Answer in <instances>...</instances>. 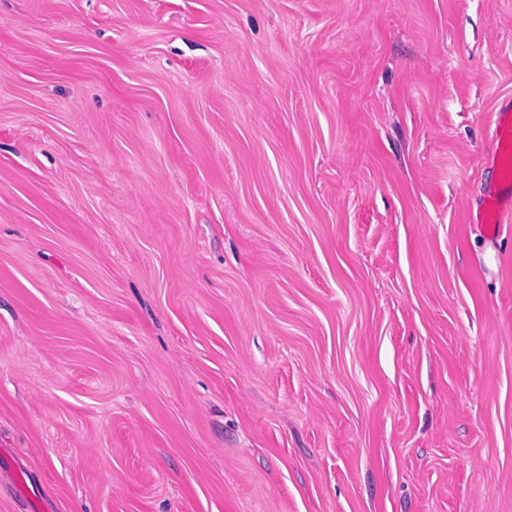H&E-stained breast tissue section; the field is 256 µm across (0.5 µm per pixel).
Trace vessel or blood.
I'll use <instances>...</instances> for the list:
<instances>
[{"mask_svg":"<svg viewBox=\"0 0 512 512\" xmlns=\"http://www.w3.org/2000/svg\"><path fill=\"white\" fill-rule=\"evenodd\" d=\"M495 150L490 166L498 176V185L489 191L481 208L473 216V223L481 225L492 236L498 235L503 225L512 222V102L501 103L493 127Z\"/></svg>","mask_w":512,"mask_h":512,"instance_id":"vessel-or-blood-1","label":"vessel or blood"}]
</instances>
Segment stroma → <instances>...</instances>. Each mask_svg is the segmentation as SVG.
Segmentation results:
<instances>
[{
    "instance_id": "1",
    "label": "stroma",
    "mask_w": 512,
    "mask_h": 512,
    "mask_svg": "<svg viewBox=\"0 0 512 512\" xmlns=\"http://www.w3.org/2000/svg\"><path fill=\"white\" fill-rule=\"evenodd\" d=\"M512 0H0V512H512ZM495 150L490 166L498 176V185L489 191L481 208L472 217L484 231L497 236L503 224L512 222V102H502L496 112L493 127Z\"/></svg>"
}]
</instances>
